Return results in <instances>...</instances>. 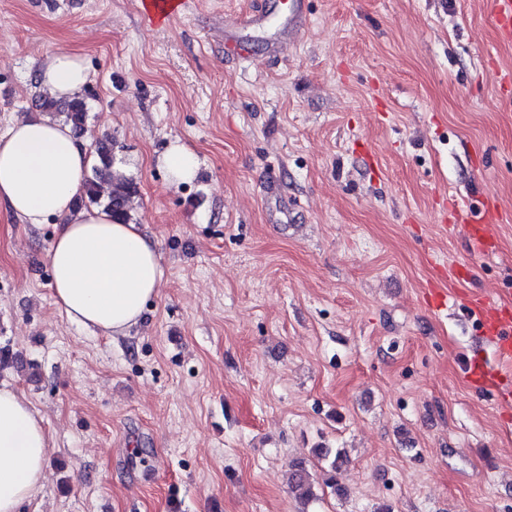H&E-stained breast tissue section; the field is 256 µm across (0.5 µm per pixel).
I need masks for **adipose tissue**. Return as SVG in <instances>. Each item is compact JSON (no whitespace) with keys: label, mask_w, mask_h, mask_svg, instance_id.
I'll return each mask as SVG.
<instances>
[{"label":"adipose tissue","mask_w":512,"mask_h":512,"mask_svg":"<svg viewBox=\"0 0 512 512\" xmlns=\"http://www.w3.org/2000/svg\"><path fill=\"white\" fill-rule=\"evenodd\" d=\"M38 81L60 100L81 94L88 81L82 55L52 53ZM89 166L88 150L70 126L40 114L16 119L0 135V209L27 224L59 218L48 249L57 308L70 322L116 338L140 323L166 270L141 225L99 208H77ZM49 448L39 411L15 387L1 384L0 512H19L40 491Z\"/></svg>","instance_id":"obj_1"}]
</instances>
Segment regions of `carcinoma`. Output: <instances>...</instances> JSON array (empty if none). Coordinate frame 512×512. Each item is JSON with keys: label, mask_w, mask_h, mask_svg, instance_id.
Instances as JSON below:
<instances>
[{"label": "carcinoma", "mask_w": 512, "mask_h": 512, "mask_svg": "<svg viewBox=\"0 0 512 512\" xmlns=\"http://www.w3.org/2000/svg\"><path fill=\"white\" fill-rule=\"evenodd\" d=\"M38 111L56 118H63L75 129L83 127L87 114L84 97L70 101L58 100L46 92L35 97ZM115 140L99 143L95 147L98 161L86 180L83 198L90 203L104 208L120 221L132 220V199L137 194V186L133 180L114 170ZM288 485L295 496L305 503L317 499L313 490V482L306 463L295 460L289 465Z\"/></svg>", "instance_id": "cac0c4a2"}]
</instances>
